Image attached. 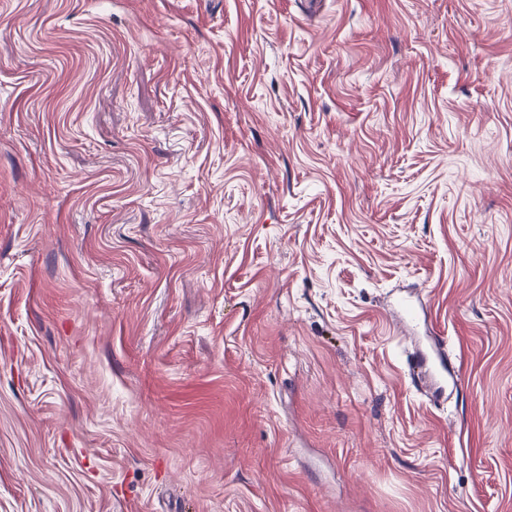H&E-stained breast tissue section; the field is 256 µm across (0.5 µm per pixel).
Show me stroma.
I'll return each mask as SVG.
<instances>
[{
    "instance_id": "1",
    "label": "stroma",
    "mask_w": 512,
    "mask_h": 512,
    "mask_svg": "<svg viewBox=\"0 0 512 512\" xmlns=\"http://www.w3.org/2000/svg\"><path fill=\"white\" fill-rule=\"evenodd\" d=\"M0 512H512V0H0ZM411 362L416 364L415 373L417 375L423 371L428 372L436 380L431 391L433 397H442L448 384V377L452 380L453 386H459V379L454 378L453 367L448 364V358L444 349H442L436 359H425L423 356L417 355L411 358Z\"/></svg>"
}]
</instances>
